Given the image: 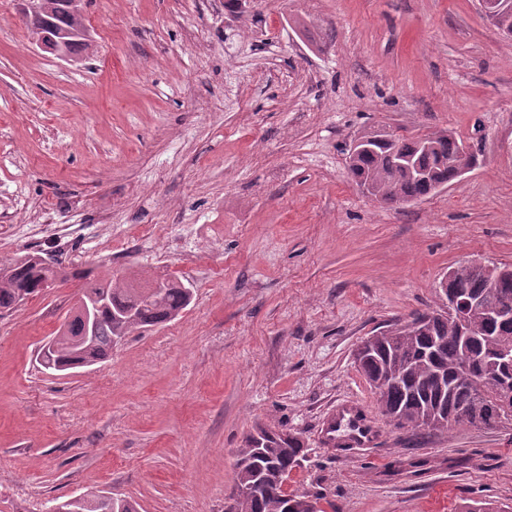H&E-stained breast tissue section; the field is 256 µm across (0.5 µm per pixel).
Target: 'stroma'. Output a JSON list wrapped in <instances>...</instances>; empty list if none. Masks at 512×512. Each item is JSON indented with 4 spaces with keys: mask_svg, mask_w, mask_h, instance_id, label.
<instances>
[{
    "mask_svg": "<svg viewBox=\"0 0 512 512\" xmlns=\"http://www.w3.org/2000/svg\"><path fill=\"white\" fill-rule=\"evenodd\" d=\"M86 16L96 48L66 62L0 0V266L44 251L193 298L70 375L38 352L81 281L0 315V512L91 490L224 512L236 451L268 421L305 442L288 492L324 510L512 512V425L397 428L355 362L374 331L441 309L459 263L512 266V39L480 0H89ZM374 126L448 130L480 164L378 204L343 153ZM339 407L369 445L329 440Z\"/></svg>",
    "mask_w": 512,
    "mask_h": 512,
    "instance_id": "obj_1",
    "label": "stroma"
}]
</instances>
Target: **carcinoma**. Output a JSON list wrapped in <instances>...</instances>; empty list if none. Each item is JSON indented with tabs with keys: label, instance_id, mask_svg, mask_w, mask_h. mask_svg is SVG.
<instances>
[{
	"label": "carcinoma",
	"instance_id": "1",
	"mask_svg": "<svg viewBox=\"0 0 512 512\" xmlns=\"http://www.w3.org/2000/svg\"><path fill=\"white\" fill-rule=\"evenodd\" d=\"M66 0H43L42 14L59 29L71 32L86 17L64 8ZM492 24L512 35V0H496ZM478 163L476 153L447 130H429L412 138L398 137L383 127H371L348 150L349 177L365 187L381 204L409 202L444 189L461 177V171ZM62 280L84 281L82 299L103 303L93 338L78 344L79 317L62 325L53 345L44 349V368L75 366L103 359L134 328L163 325L176 319L191 303L192 290L174 277L156 275L112 278L91 276L80 269L59 267ZM450 287L463 298L482 301L480 309L466 312V324L447 318L429 320L419 313L410 321L395 322L362 341L358 366L366 380L384 386L386 413L397 427L434 433L450 427L474 425L478 418L487 427L512 424V401L498 403L494 391L484 398L457 384L456 371L465 355L476 358L482 377L495 386L512 383V360L492 359L494 351H512V326L497 323L492 310L512 312V267L496 266L494 274L458 266L450 270ZM45 271L23 257L0 267V311L15 308L20 292H41ZM305 457L304 442L276 424L260 425L238 449L235 487L226 512H321L318 498L293 494L285 484ZM54 512H138L122 497L100 492L68 498L54 504Z\"/></svg>",
	"mask_w": 512,
	"mask_h": 512
}]
</instances>
